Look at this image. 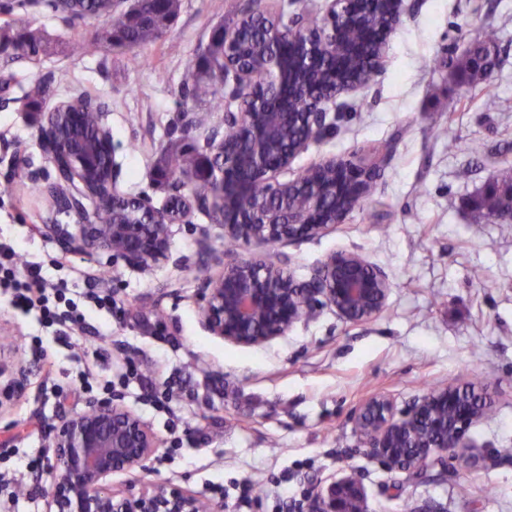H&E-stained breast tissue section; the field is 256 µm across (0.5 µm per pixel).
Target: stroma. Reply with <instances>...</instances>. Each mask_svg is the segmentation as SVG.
I'll return each mask as SVG.
<instances>
[{
  "mask_svg": "<svg viewBox=\"0 0 512 512\" xmlns=\"http://www.w3.org/2000/svg\"><path fill=\"white\" fill-rule=\"evenodd\" d=\"M247 0H180L163 39L133 50L102 49L75 58L72 41L91 36L95 21L72 22L31 4L34 29L46 43L37 60L0 56V238L25 261L41 263L51 281L65 280L69 298L85 288L83 272L101 273L117 306L98 312L89 331L57 342L38 312H22L0 294V363L33 369L25 394L0 376V472L12 478L0 512H46L30 462H46L45 427L81 407L74 387L83 363L98 375L115 373L124 356L142 377L121 389L124 404L150 425L160 447L150 473L117 474L115 488L179 486L224 512H291L313 486L348 478L361 486L368 512H512V222L490 221L471 202L504 163L512 164V0H410L391 35L385 67L352 93V108L335 132L293 164L351 158L369 162L375 148L394 149L374 194L344 224L323 236L282 246L299 278L324 256L355 251L382 267L392 288L384 311L353 325L332 309L298 323L285 336L240 346L211 335L201 323L197 285L204 274L197 241L208 234L226 252L224 229L203 211L170 227L169 257L151 269L129 268L111 253H63L41 224L72 223L51 210L28 181L38 171L55 179L26 92L44 83V106L89 93L112 131L119 166L115 189L163 207L171 194L157 171L173 142L205 149L224 129L223 111L209 99L183 101L180 90L212 36L230 24L231 5ZM499 33L495 89L461 77L458 65L485 27ZM180 46L178 53L168 43ZM163 69L168 82L155 78ZM481 145L479 157L448 149L451 140ZM47 348L49 370L29 350ZM485 389L491 408L472 427L478 463H454L415 477L368 456L355 431L359 403L389 396L404 409L416 396L446 386ZM166 391L168 407L152 396ZM496 464L482 462L486 451Z\"/></svg>",
  "mask_w": 512,
  "mask_h": 512,
  "instance_id": "stroma-1",
  "label": "stroma"
}]
</instances>
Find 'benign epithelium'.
I'll return each instance as SVG.
<instances>
[{
	"instance_id": "7a95c632",
	"label": "benign epithelium",
	"mask_w": 512,
	"mask_h": 512,
	"mask_svg": "<svg viewBox=\"0 0 512 512\" xmlns=\"http://www.w3.org/2000/svg\"><path fill=\"white\" fill-rule=\"evenodd\" d=\"M407 10L406 0H326L319 20L302 13L292 18L286 31L263 9L243 10L240 18L259 27L263 40L257 61L248 68H240L237 58L224 53V78H233L224 94V124L236 126L240 138L219 144L224 171L218 190L187 199L180 194L183 182L175 179L172 200L163 208H149L142 224L127 221L119 207L120 196L114 191L115 147L104 113H95L96 151L90 149L81 123L62 121L64 110L82 101L94 104L96 99L54 105L41 113L39 144L57 179L50 182L39 172L28 177L41 184L56 212L74 216L75 223L44 224L43 232L66 252L106 251L132 268L146 270L168 257L170 225L184 221L195 209L210 213L224 227L226 238L246 246L316 239L344 223L362 206L366 184L378 179L385 159L379 156L364 164L331 158L293 180L281 182L279 176L335 127L336 117L330 112L344 107L337 99L364 86L353 76L354 66L371 60L375 72L383 69L390 36ZM347 19L363 29L362 41L345 39ZM311 39L333 66L324 76L307 69L295 76L288 67L290 49ZM491 58L487 49L468 56L464 74L475 80L487 77ZM311 82L315 90L309 110L289 111V102L307 91ZM76 182L81 189L73 193L67 186ZM258 185L264 188L261 196L254 194ZM484 193L507 199L508 207L498 219L511 222L512 184L493 176ZM86 200L95 210L112 212V223H96ZM198 262L205 268L219 267L198 283L204 327L241 346L284 336L325 307L351 324L372 320L382 312L391 288L383 268L350 251H336L319 260L304 280L297 279L285 261H275L264 252L220 260L205 239L200 242ZM31 373L27 364L14 366L11 384L17 392H25ZM486 401L484 392L450 384L415 397L399 412L390 398L376 395L361 404L354 424L369 455L387 468L423 472L438 466L445 471L448 454L468 458L469 431ZM46 435L49 470L58 473L45 491L48 512H224V506L178 487L150 486L136 494L112 489V475L147 472V462L158 449L150 426L119 396L88 397L82 409L63 414ZM360 495L356 482H337L310 493L299 509L345 512L346 502Z\"/></svg>"
}]
</instances>
